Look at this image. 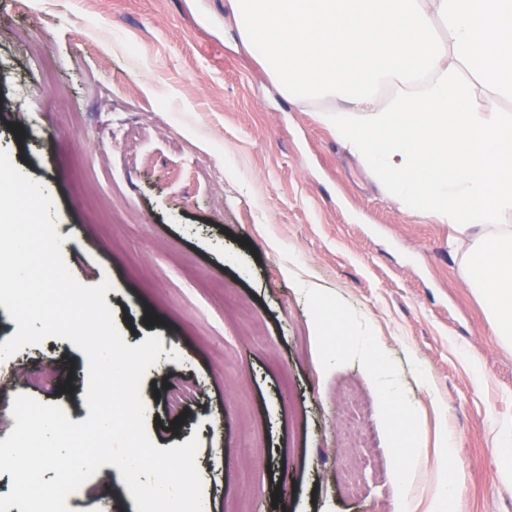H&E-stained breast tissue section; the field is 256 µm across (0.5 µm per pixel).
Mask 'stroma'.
I'll use <instances>...</instances> for the list:
<instances>
[{"label":"stroma","mask_w":512,"mask_h":512,"mask_svg":"<svg viewBox=\"0 0 512 512\" xmlns=\"http://www.w3.org/2000/svg\"><path fill=\"white\" fill-rule=\"evenodd\" d=\"M345 107L286 98L231 0H0V151L47 189L73 276L110 280L126 343L160 336L147 431L162 449L199 439L208 512H404L387 411L356 347L322 362L326 307L377 343L424 453L447 433L459 512H512V344L471 285L472 241L402 205L346 149L324 119ZM21 367L47 384L27 387ZM85 374L65 339L12 355L0 440L19 394L84 421ZM188 379L201 393L172 416L168 394ZM349 388L372 447L341 437ZM67 505L137 512L109 464Z\"/></svg>","instance_id":"35a3bbf8"}]
</instances>
